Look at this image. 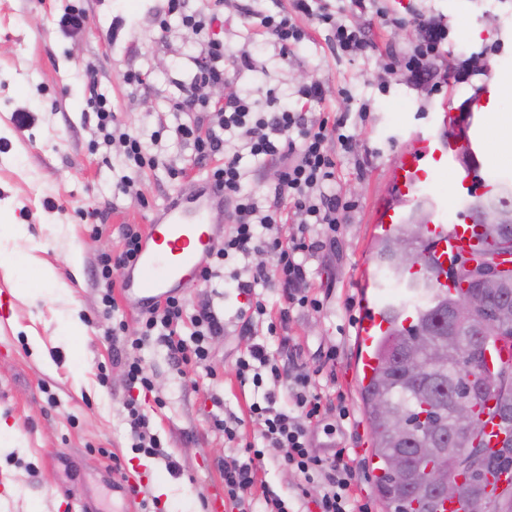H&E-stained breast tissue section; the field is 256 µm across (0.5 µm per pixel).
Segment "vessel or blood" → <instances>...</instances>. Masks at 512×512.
Wrapping results in <instances>:
<instances>
[{"label":"vessel or blood","instance_id":"1","mask_svg":"<svg viewBox=\"0 0 512 512\" xmlns=\"http://www.w3.org/2000/svg\"><path fill=\"white\" fill-rule=\"evenodd\" d=\"M501 89L494 79L485 80L466 99L465 115L445 110L438 127L419 130L400 144L394 159L392 198L377 213L384 226L405 223L411 206L426 202L424 223L430 226L432 253L440 265H447L459 254L485 248L470 224H451L446 219L448 203L442 199L424 200L423 191L435 175L454 168L456 198H467L491 191L479 176L485 166L486 147L481 128L499 102ZM224 211V192L212 184L178 193L161 217L147 225L141 248L132 268L124 273L122 288L135 307L147 309L166 296L186 288L200 271L217 231L215 218ZM388 328L377 308H366L357 333L364 347H371ZM494 402H486L479 419L484 425V443L495 448L502 436L494 415Z\"/></svg>","mask_w":512,"mask_h":512}]
</instances>
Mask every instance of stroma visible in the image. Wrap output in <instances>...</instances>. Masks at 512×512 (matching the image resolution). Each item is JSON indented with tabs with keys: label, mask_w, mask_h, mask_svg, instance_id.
<instances>
[{
	"label": "stroma",
	"mask_w": 512,
	"mask_h": 512,
	"mask_svg": "<svg viewBox=\"0 0 512 512\" xmlns=\"http://www.w3.org/2000/svg\"><path fill=\"white\" fill-rule=\"evenodd\" d=\"M138 0H0V225H19L17 241L0 243V285L10 292L12 315L0 328V419L13 429V443L0 447V512H71L75 500L91 501L98 512H208L213 490L223 488L220 466L253 441L259 426L247 406L265 392L286 399L284 386L264 380L261 387L240 385L235 362L252 342L267 343L288 370L311 378V390L324 402L321 423L309 426L313 453L342 454L353 468L350 494L368 512H385L371 472L372 433L360 394L362 372L354 325L361 313L360 284L381 274L375 244L382 233L375 211L388 191L392 159L402 141L419 128L434 125L442 104H460L486 77L487 69L512 72V0H412L413 10L445 17L450 43L438 65L442 88L428 94L416 84L390 78L380 91V73L390 54H403L417 40L412 24L348 8L347 24L369 28L373 51L342 56L327 44V27L298 18L306 37L290 60L274 44L262 41L261 14L288 7L289 0H190L211 15L212 39L229 53H248L253 70H228L224 87L204 91L210 101L240 95L267 108L269 93L283 97L303 84L320 83L321 100L306 111L348 113L351 148L332 142L336 189L354 208L347 212L335 243L321 229L304 242L310 295L323 301L320 311L294 308L280 323L285 301L264 291L267 312L252 334H241L240 313L248 301L220 280L184 290L188 307L209 300L226 325L209 341V359L179 372L166 347L146 341L140 351L153 380L138 402L151 418L166 457H148L132 447L123 402L128 396L124 366L106 337L113 320H125L137 336L136 313L121 288H113L114 314L101 305L95 279L98 256L117 250L126 225L146 226L177 192L206 179L189 143L170 128L193 120L177 110L180 88L195 70L206 44L177 19L168 18V0L142 15L120 41L112 39V16L134 9ZM88 16L80 31L63 29L59 20L69 6ZM168 18L170 31L159 38L157 25ZM477 29L479 38L468 37ZM476 53L481 65L457 77L458 51ZM147 74L134 88L131 72ZM95 79L119 121L137 134L158 163L134 169L116 148L104 145L87 106L88 79ZM369 112L360 113L361 104ZM132 176L142 199L123 193L119 182ZM98 214L103 226L94 234L81 220ZM55 273L41 282L37 268ZM83 324L82 336L62 333L69 316ZM276 334H269L270 323ZM40 351H33L30 337ZM241 417L235 447L224 444L215 422L225 413ZM281 448L256 459L258 476L290 499L296 512H316L315 484L288 467ZM139 494H132L130 484ZM168 492L156 494V484Z\"/></svg>",
	"instance_id": "obj_1"
}]
</instances>
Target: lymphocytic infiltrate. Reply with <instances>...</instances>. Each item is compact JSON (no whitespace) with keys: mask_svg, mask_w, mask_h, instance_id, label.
I'll list each match as a JSON object with an SVG mask.
<instances>
[{"mask_svg":"<svg viewBox=\"0 0 512 512\" xmlns=\"http://www.w3.org/2000/svg\"><path fill=\"white\" fill-rule=\"evenodd\" d=\"M344 5L330 7L328 0H291V7L274 14L262 16L260 25L265 34L279 47L281 57H288L306 34L297 24L303 16L320 24L329 25L332 38L344 54L360 56L372 48L368 31L346 25L340 16ZM412 22L418 31L416 45L407 53L391 57L387 69L390 74H410L419 85L434 92L439 88L436 63L449 43L450 28L444 17L420 11ZM233 62L242 68H252L248 55L227 56L219 42H209L204 57L198 60L190 93L181 105L183 108L201 109L195 121L180 125L176 134L192 144L198 164L209 165L208 179L223 189L227 205L228 227L224 231L222 248L210 251L202 267L200 278L210 282L219 277L229 259L242 260V267L233 271L230 279L239 294L249 296V314L241 329L250 332L254 316L266 313L262 300L256 299L255 289L262 286L280 290L289 307L319 309L321 302L309 296L305 285L310 271L302 254L304 244L289 242L286 235L271 234L273 225L283 224L281 211L273 206H262L259 199L245 191L248 170L242 164L244 156H251L257 164H274L279 168V190L292 199L299 217L301 230L324 224L336 228L340 212L344 210L335 190L336 158L328 147L333 135H340L343 144H350L352 135L344 134V119L328 120L298 111L271 101L266 112H256L251 102L242 96L232 95L221 102H210L200 96L202 88L224 81V64ZM88 106L97 118V127L105 141L118 144L136 163L145 166L140 140L128 132L120 131L105 96L91 91ZM244 137L242 149L231 146L234 132ZM141 232L133 226L123 234L118 252L98 257L95 275L102 287L101 303L104 311L115 306L112 297L113 276L124 271L135 260L141 241ZM268 252L275 256L274 269L250 266L251 256ZM190 320L194 330L190 339L180 337L177 327L183 320ZM140 334L126 337L125 323L112 328V338L118 339L125 356V377L128 389L148 391L152 381L137 354L143 340L157 337L167 347L177 364L199 366L207 362L210 338L223 335L224 320L210 303L197 306L194 314H187L184 296L175 294L139 314ZM235 375L240 384L261 385L264 377L284 382L288 393L285 404H278L274 393L268 392L262 401L252 403L251 414L261 425L260 445H247L242 457L233 458L223 467L224 496L239 512H250L247 503L256 482L254 461L263 449L283 448L289 467L313 479L320 476L325 486L314 504L318 512H357L349 488L354 479L352 469L341 459L314 455L309 446L305 423L319 417L320 396L309 390L310 377L298 372H282L266 344L252 343L246 354L235 365Z\"/></svg>","mask_w":512,"mask_h":512,"instance_id":"f902f5d3","label":"lymphocytic infiltrate"}]
</instances>
